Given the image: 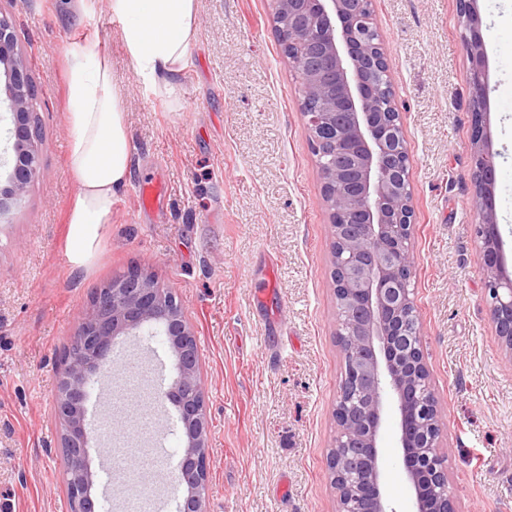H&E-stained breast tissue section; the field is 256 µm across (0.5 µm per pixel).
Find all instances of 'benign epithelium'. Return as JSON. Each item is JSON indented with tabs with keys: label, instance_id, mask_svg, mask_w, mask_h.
Instances as JSON below:
<instances>
[{
	"label": "benign epithelium",
	"instance_id": "1",
	"mask_svg": "<svg viewBox=\"0 0 512 512\" xmlns=\"http://www.w3.org/2000/svg\"><path fill=\"white\" fill-rule=\"evenodd\" d=\"M478 0H456L470 61L475 234L489 315L512 359V277L505 274L496 208L497 166L484 115L489 104ZM275 27L301 92V113L323 179L329 213L336 335L344 355L328 460L337 512L392 509L379 448L396 418L412 512H456L441 444L442 409L431 387L411 278L414 207L411 158L395 98L383 103L391 66L373 22L372 0H273ZM0 71L10 103L12 169L0 182V223L39 173L38 94L11 18L0 10ZM162 336L177 376L165 399L181 424L179 512H208L211 458L206 385L197 339L176 297L134 266L94 289L66 347L55 386L65 490L74 512H96L88 448L91 388L112 376V348L130 335Z\"/></svg>",
	"mask_w": 512,
	"mask_h": 512
}]
</instances>
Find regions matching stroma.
Returning a JSON list of instances; mask_svg holds the SVG:
<instances>
[{
	"label": "stroma",
	"instance_id": "1",
	"mask_svg": "<svg viewBox=\"0 0 512 512\" xmlns=\"http://www.w3.org/2000/svg\"><path fill=\"white\" fill-rule=\"evenodd\" d=\"M0 0L40 99L41 169L0 224V512H68L55 383L90 292L149 264L192 322L207 385L208 512H336L328 479L333 410L344 370L336 339L330 227L323 182L301 115L296 76L272 22V0H197L196 31L170 86L138 80L109 0ZM488 61L485 124L496 155V203L512 275V0H479ZM411 156L415 291L432 388L445 414L448 479L457 512H512V360L488 315L478 261L469 61L456 0H374ZM107 55L123 110L132 175L109 223L73 262L66 222L67 71L72 50ZM161 203L140 208L139 182ZM115 378L88 417L103 512H124L120 464L146 483L139 449L176 466V410L152 402L151 426L131 405L175 376L167 346L125 336ZM140 385L128 407L105 404L129 364Z\"/></svg>",
	"mask_w": 512,
	"mask_h": 512
}]
</instances>
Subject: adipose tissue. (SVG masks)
<instances>
[{
  "label": "adipose tissue",
  "instance_id": "adipose-tissue-1",
  "mask_svg": "<svg viewBox=\"0 0 512 512\" xmlns=\"http://www.w3.org/2000/svg\"><path fill=\"white\" fill-rule=\"evenodd\" d=\"M138 78L155 88L178 73L195 34L196 0H110ZM68 93V169L76 183L67 222L76 239L107 223L113 197L131 175L121 99L105 55L72 51Z\"/></svg>",
  "mask_w": 512,
  "mask_h": 512
}]
</instances>
